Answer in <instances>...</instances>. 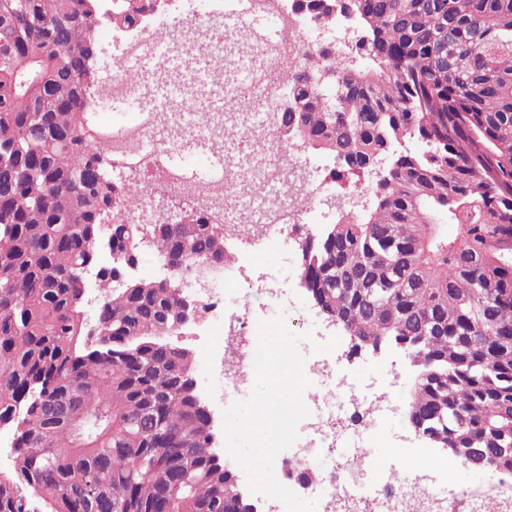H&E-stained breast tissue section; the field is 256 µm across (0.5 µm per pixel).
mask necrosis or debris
<instances>
[{"instance_id": "obj_1", "label": "necrosis or debris", "mask_w": 512, "mask_h": 512, "mask_svg": "<svg viewBox=\"0 0 512 512\" xmlns=\"http://www.w3.org/2000/svg\"><path fill=\"white\" fill-rule=\"evenodd\" d=\"M256 7L259 12L277 17L281 37L275 44L235 45L233 29L225 27L214 14L195 10L189 18V36L168 42L164 58H156L153 53L152 30L123 40L119 54L112 59L109 75L98 88L99 97L105 100L140 95L141 88L125 77L127 64L134 58L145 62V83L150 87L167 85L178 71L191 75L193 69L186 57L190 47L197 45L203 46L204 56L219 60L230 52L238 64L251 65L254 78L240 80L235 88V97L243 109L241 130L244 141L265 157L256 180L276 190L274 205L261 209L259 216L237 207L236 189L241 183L237 170L244 164V157L225 158L224 174L215 180L192 178L184 169L169 164V155L184 149L209 155L223 152L215 128L201 126L186 115L195 101L191 86L182 88V112H147L132 124L98 129L100 144L121 159L123 176L152 172L165 182L170 200L201 211L210 223L223 225L225 236L250 249L271 240L316 233V225L308 221L310 213L318 212L327 200L337 196L335 186L313 179V164L305 148L282 140L271 120L282 95L276 73L299 67L308 49L321 47L320 31L292 12L285 0H256ZM228 279L223 269H212L205 287L195 289L194 294L216 316L209 332L223 344L219 379L225 395L231 396L253 389L258 324L269 314L267 309L240 303L235 304L232 314H225L223 288ZM304 371L313 381L338 390L340 396L331 402H307L305 426L312 445L303 450L291 468L277 474L281 485L295 489L301 483V472L320 470L324 512H512L511 476L494 477L481 490L462 494L453 505L439 491L415 490L410 482L397 485L387 477L370 490H362L347 463H332L328 457L346 442L360 447L365 460H372L374 451L363 447L361 437L365 430L373 428L382 408L392 407L395 397L387 391L372 399H349L343 392L349 374L342 356L327 353L307 358Z\"/></svg>"}]
</instances>
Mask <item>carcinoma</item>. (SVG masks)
I'll return each instance as SVG.
<instances>
[{"instance_id": "obj_1", "label": "carcinoma", "mask_w": 512, "mask_h": 512, "mask_svg": "<svg viewBox=\"0 0 512 512\" xmlns=\"http://www.w3.org/2000/svg\"><path fill=\"white\" fill-rule=\"evenodd\" d=\"M0 0V426L16 423L0 512H253L211 456L194 356L170 341L175 269L227 261L224 225L114 219L135 180L98 167L91 31L159 0ZM323 29L360 18L358 70L332 49L281 75L305 148L352 188L390 158L374 205L299 244L301 281L353 355L399 352L412 430L512 476V0H290ZM332 73V86L309 77ZM455 234L448 235V226ZM169 270L124 280L143 244ZM107 300L90 326L85 275Z\"/></svg>"}]
</instances>
